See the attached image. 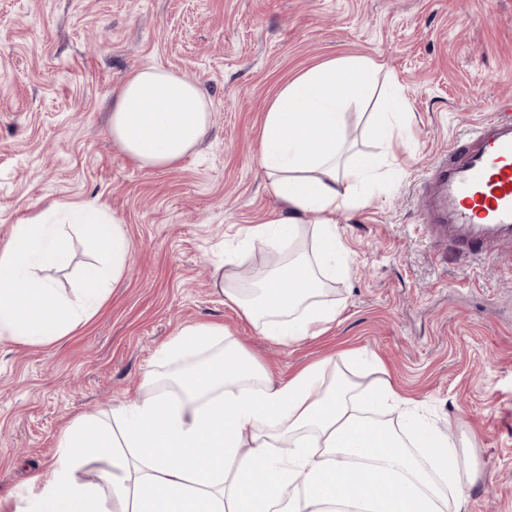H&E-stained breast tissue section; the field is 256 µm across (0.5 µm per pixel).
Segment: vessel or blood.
<instances>
[{"label":"vessel or blood","instance_id":"b4317fda","mask_svg":"<svg viewBox=\"0 0 512 512\" xmlns=\"http://www.w3.org/2000/svg\"><path fill=\"white\" fill-rule=\"evenodd\" d=\"M428 197L455 252L481 262L494 246L512 242V114L486 116L456 140Z\"/></svg>","mask_w":512,"mask_h":512}]
</instances>
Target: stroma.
Listing matches in <instances>:
<instances>
[{
	"label": "stroma",
	"instance_id": "obj_1",
	"mask_svg": "<svg viewBox=\"0 0 512 512\" xmlns=\"http://www.w3.org/2000/svg\"><path fill=\"white\" fill-rule=\"evenodd\" d=\"M341 57L383 65L346 107L354 150L376 151L373 114L395 88L409 146L391 186L336 215L351 261L330 284L335 324L283 345L225 306L213 271L279 208L258 152L270 101ZM148 66L211 102L206 138L165 169L125 158L109 134L113 98ZM494 112L512 113V0H0V244L58 201L101 204L130 241L89 320L40 346L0 338V498L50 467L71 419L135 396L176 330L216 321L272 378L332 356L355 392L388 379L408 405L384 420L423 421L477 465L462 512H512V245L468 264L422 200L450 141ZM66 241L65 263L45 271L65 291L97 258L83 234Z\"/></svg>",
	"mask_w": 512,
	"mask_h": 512
}]
</instances>
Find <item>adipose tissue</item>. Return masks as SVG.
<instances>
[{
    "label": "adipose tissue",
    "mask_w": 512,
    "mask_h": 512,
    "mask_svg": "<svg viewBox=\"0 0 512 512\" xmlns=\"http://www.w3.org/2000/svg\"><path fill=\"white\" fill-rule=\"evenodd\" d=\"M381 66L370 58L322 63L287 82L265 114L259 141L267 186L281 209L243 229L278 245L315 227L314 257H294L251 290L230 270L215 289L263 336L292 343L320 335L339 315L325 285L346 249L337 212L369 203L357 188L391 157L407 114L402 92L373 125L381 150L347 154L348 102L366 97ZM201 86L162 67L132 72L112 105L110 132L140 167L178 163L205 137ZM101 257L65 293L44 277L64 262L65 240L44 215L0 245V335L44 344L92 317L123 275L130 245L121 219L98 206L58 202ZM143 396L76 417L51 467L15 494L10 512H447L449 491L480 478L465 455L425 426L400 433L359 409L327 362L273 380L216 322L181 327L156 352ZM99 465V480L79 470Z\"/></svg>",
    "instance_id": "ef3b65f1"
}]
</instances>
